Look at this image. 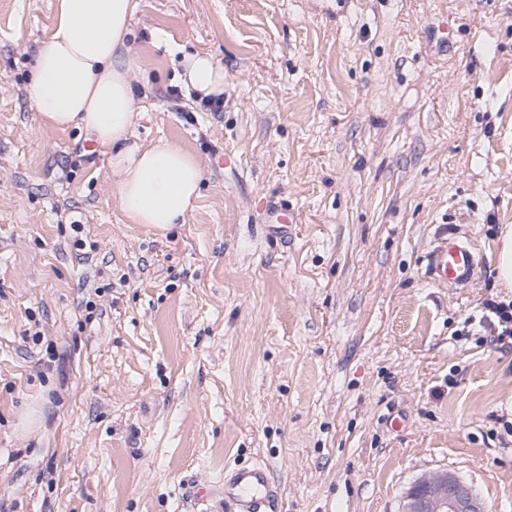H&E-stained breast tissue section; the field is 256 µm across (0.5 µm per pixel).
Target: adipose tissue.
I'll use <instances>...</instances> for the list:
<instances>
[{
	"label": "adipose tissue",
	"instance_id": "obj_1",
	"mask_svg": "<svg viewBox=\"0 0 512 512\" xmlns=\"http://www.w3.org/2000/svg\"><path fill=\"white\" fill-rule=\"evenodd\" d=\"M137 0H56L53 24L36 58L31 96L43 120L76 125L108 150L115 201L128 223L158 228L185 222L199 197L203 167L170 141L131 139L134 85L143 63L128 43ZM187 88L224 91V70L211 56L183 61Z\"/></svg>",
	"mask_w": 512,
	"mask_h": 512
}]
</instances>
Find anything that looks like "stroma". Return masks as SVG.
Wrapping results in <instances>:
<instances>
[{
    "mask_svg": "<svg viewBox=\"0 0 512 512\" xmlns=\"http://www.w3.org/2000/svg\"><path fill=\"white\" fill-rule=\"evenodd\" d=\"M53 15L0 0V512H223L253 464L271 512H398L442 469L512 512V344L480 323L512 300V0H139L132 137L204 169L165 229L36 110ZM195 52L223 111L180 87ZM448 229L481 256L463 289L424 274ZM497 278L500 285L512 288V225H504L499 235Z\"/></svg>",
    "mask_w": 512,
    "mask_h": 512,
    "instance_id": "1",
    "label": "stroma"
}]
</instances>
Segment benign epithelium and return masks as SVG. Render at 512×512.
<instances>
[{"label": "benign epithelium", "instance_id": "benign-epithelium-1", "mask_svg": "<svg viewBox=\"0 0 512 512\" xmlns=\"http://www.w3.org/2000/svg\"><path fill=\"white\" fill-rule=\"evenodd\" d=\"M399 512H486V507L469 484L442 470L416 480Z\"/></svg>", "mask_w": 512, "mask_h": 512}]
</instances>
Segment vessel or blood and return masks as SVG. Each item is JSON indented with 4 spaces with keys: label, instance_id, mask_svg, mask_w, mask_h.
<instances>
[{
    "label": "vessel or blood",
    "instance_id": "vessel-or-blood-1",
    "mask_svg": "<svg viewBox=\"0 0 512 512\" xmlns=\"http://www.w3.org/2000/svg\"><path fill=\"white\" fill-rule=\"evenodd\" d=\"M480 256L470 238L455 233L439 238L427 253L431 279L448 288L467 287L477 276ZM274 490L261 465L232 470L224 481V502L230 512H268Z\"/></svg>",
    "mask_w": 512,
    "mask_h": 512
}]
</instances>
